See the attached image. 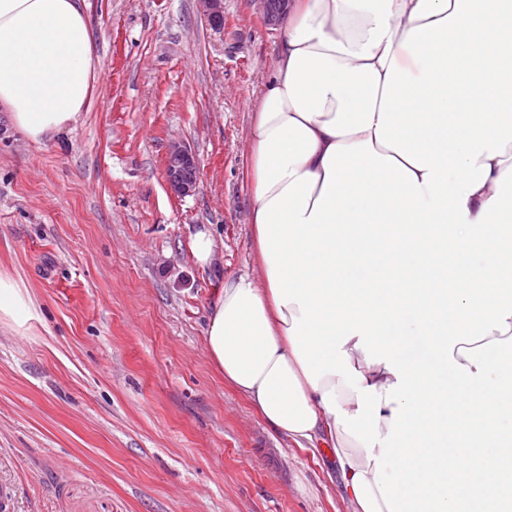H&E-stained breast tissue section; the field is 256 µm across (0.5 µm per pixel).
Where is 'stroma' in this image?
I'll return each mask as SVG.
<instances>
[{"instance_id":"obj_1","label":"stroma","mask_w":512,"mask_h":512,"mask_svg":"<svg viewBox=\"0 0 512 512\" xmlns=\"http://www.w3.org/2000/svg\"><path fill=\"white\" fill-rule=\"evenodd\" d=\"M91 105L35 144L0 110V271L35 305L0 322V491L12 512H344L326 449L276 435L204 342L253 268L248 140L281 27L264 0H86ZM200 161L167 188L171 143ZM223 257L193 256L198 232Z\"/></svg>"}]
</instances>
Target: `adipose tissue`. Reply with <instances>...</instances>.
I'll return each mask as SVG.
<instances>
[{
    "instance_id": "ef3b65f1",
    "label": "adipose tissue",
    "mask_w": 512,
    "mask_h": 512,
    "mask_svg": "<svg viewBox=\"0 0 512 512\" xmlns=\"http://www.w3.org/2000/svg\"><path fill=\"white\" fill-rule=\"evenodd\" d=\"M94 81L83 0H0L28 140ZM249 143L258 271L212 305V365L330 449L347 512H512V0H288ZM33 316L0 272V321Z\"/></svg>"
}]
</instances>
